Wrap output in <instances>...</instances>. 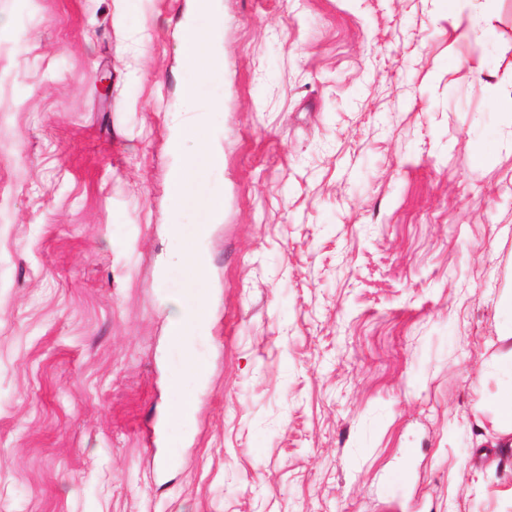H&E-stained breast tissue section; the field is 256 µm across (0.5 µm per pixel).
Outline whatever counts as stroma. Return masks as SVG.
Listing matches in <instances>:
<instances>
[{
	"mask_svg": "<svg viewBox=\"0 0 512 512\" xmlns=\"http://www.w3.org/2000/svg\"><path fill=\"white\" fill-rule=\"evenodd\" d=\"M215 3L224 72L203 77L175 53L185 0L120 22L113 0H0V506L512 512L487 434L512 0ZM189 80L224 164L176 218ZM175 219L209 226L210 310L176 422ZM194 401L182 392L179 381L175 380L172 386V402L169 416L171 419H180L190 414L194 409Z\"/></svg>",
	"mask_w": 512,
	"mask_h": 512,
	"instance_id": "stroma-1",
	"label": "stroma"
}]
</instances>
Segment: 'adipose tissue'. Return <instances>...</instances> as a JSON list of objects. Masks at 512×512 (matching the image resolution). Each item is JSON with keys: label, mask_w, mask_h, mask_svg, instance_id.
Here are the masks:
<instances>
[{"label": "adipose tissue", "mask_w": 512, "mask_h": 512, "mask_svg": "<svg viewBox=\"0 0 512 512\" xmlns=\"http://www.w3.org/2000/svg\"><path fill=\"white\" fill-rule=\"evenodd\" d=\"M213 0H186L184 18L176 45L177 57L183 69L208 74L221 72L224 59L214 50V32L223 25V18L214 14ZM212 18L211 30L200 29L198 16ZM185 111L175 113L171 119L168 148L176 156L177 164L168 179V198L173 214H181L188 199L198 184L202 166L218 167L224 163V155L218 151L210 138L202 134L206 126L205 111L198 105V90L195 84L187 83L181 88ZM172 237L182 240L181 250L174 264L196 293L192 301L183 303L171 321L170 336L174 346L182 352V371L198 377L206 370L205 363L195 350V339L207 319L204 312L208 306L203 286L207 279V257L200 246L207 234L205 227H197L194 239L184 240L181 224H171Z\"/></svg>", "instance_id": "adipose-tissue-1"}]
</instances>
